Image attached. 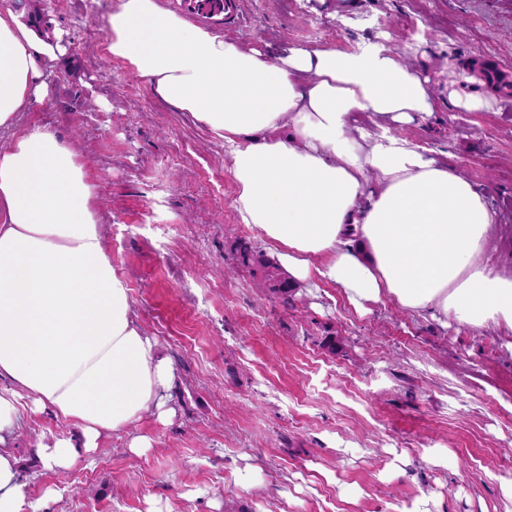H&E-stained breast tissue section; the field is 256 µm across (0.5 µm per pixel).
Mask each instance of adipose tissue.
<instances>
[{
	"label": "adipose tissue",
	"mask_w": 512,
	"mask_h": 512,
	"mask_svg": "<svg viewBox=\"0 0 512 512\" xmlns=\"http://www.w3.org/2000/svg\"><path fill=\"white\" fill-rule=\"evenodd\" d=\"M105 52L230 148L241 223L291 279L317 275L361 307L388 301L439 321L512 329V274L484 262L498 214L448 165L394 134L432 110L428 78L401 54L291 48L277 57L186 21L159 0H118ZM56 34L0 8V129L49 93ZM370 113L374 130L351 125ZM76 153L34 128L0 150V512H23L6 448L21 405L81 431L43 463L68 470L107 433L164 410L170 363L143 332L112 267Z\"/></svg>",
	"instance_id": "adipose-tissue-1"
}]
</instances>
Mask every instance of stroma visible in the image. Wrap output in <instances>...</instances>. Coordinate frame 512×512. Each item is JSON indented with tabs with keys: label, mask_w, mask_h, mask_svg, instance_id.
I'll return each instance as SVG.
<instances>
[{
	"label": "stroma",
	"mask_w": 512,
	"mask_h": 512,
	"mask_svg": "<svg viewBox=\"0 0 512 512\" xmlns=\"http://www.w3.org/2000/svg\"><path fill=\"white\" fill-rule=\"evenodd\" d=\"M118 0H43L66 55L23 112L72 145L96 187L112 266L172 363L170 415L148 409L66 472L39 443L76 434L23 412L8 446L38 512H512V329L441 324L390 303L358 309L311 277L291 303L234 261L262 248L233 206L231 159L188 113L102 50ZM192 24L247 48L398 51L433 110L396 126L479 186L512 228V97L472 57L512 69V0H238ZM488 99L470 110L465 99ZM178 156L170 167L167 156ZM336 339L335 350L322 345ZM141 437L149 446L130 449Z\"/></svg>",
	"instance_id": "35a3bbf8"
}]
</instances>
